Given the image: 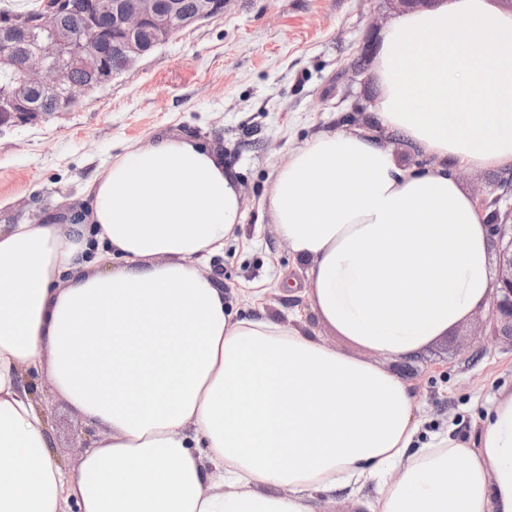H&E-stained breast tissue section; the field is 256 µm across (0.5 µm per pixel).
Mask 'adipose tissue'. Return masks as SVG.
Here are the masks:
<instances>
[{"label":"adipose tissue","mask_w":512,"mask_h":512,"mask_svg":"<svg viewBox=\"0 0 512 512\" xmlns=\"http://www.w3.org/2000/svg\"><path fill=\"white\" fill-rule=\"evenodd\" d=\"M373 75L385 138L320 133L269 195L312 306L369 358L226 301L205 263L242 199L197 139L115 155L66 223L0 225V512H512V391L478 437L428 434L381 364L492 295L487 217L452 168H512V10L399 12ZM398 142L428 165L402 167ZM41 372L97 431L71 469L27 386Z\"/></svg>","instance_id":"ef3b65f1"}]
</instances>
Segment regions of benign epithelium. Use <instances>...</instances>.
Wrapping results in <instances>:
<instances>
[{
  "label": "benign epithelium",
  "instance_id": "7a95c632",
  "mask_svg": "<svg viewBox=\"0 0 512 512\" xmlns=\"http://www.w3.org/2000/svg\"><path fill=\"white\" fill-rule=\"evenodd\" d=\"M231 0H194L184 12L171 0H89L82 20L73 25L63 21L59 7H49L36 16L0 22V122L14 117L33 121L43 112L32 100L37 92L53 99L57 111L68 112L93 91L112 83L116 73L106 63L93 39L101 34V19L112 18L113 28L122 35L123 71L135 68L179 31L224 14ZM38 27L47 32L37 49L18 56L15 47L27 31ZM80 61L93 75L90 82L63 83L65 66ZM491 235L500 243L497 287L492 300V317L499 331L512 337V224L500 221L499 210L488 219Z\"/></svg>",
  "mask_w": 512,
  "mask_h": 512
}]
</instances>
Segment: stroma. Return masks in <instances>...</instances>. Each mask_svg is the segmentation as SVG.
Here are the masks:
<instances>
[{"label":"stroma","instance_id":"35a3bbf8","mask_svg":"<svg viewBox=\"0 0 512 512\" xmlns=\"http://www.w3.org/2000/svg\"><path fill=\"white\" fill-rule=\"evenodd\" d=\"M395 14L389 0H233L224 15L176 33L78 108L0 124V224L64 223L89 208L85 184L125 146L193 136L223 153L244 200L238 240L208 262L228 298L249 312L254 289H264L267 316L366 357L301 295L307 265L279 238L268 198L274 170L290 153L338 129L342 115L362 120L372 112L380 35L372 21ZM361 58L364 69L350 73ZM384 366L426 406L427 430L452 424L457 435L473 437L481 403L512 389V338L485 306L418 357ZM29 386L42 401L53 454L74 467L92 428L52 393L46 375Z\"/></svg>","mask_w":512,"mask_h":512}]
</instances>
